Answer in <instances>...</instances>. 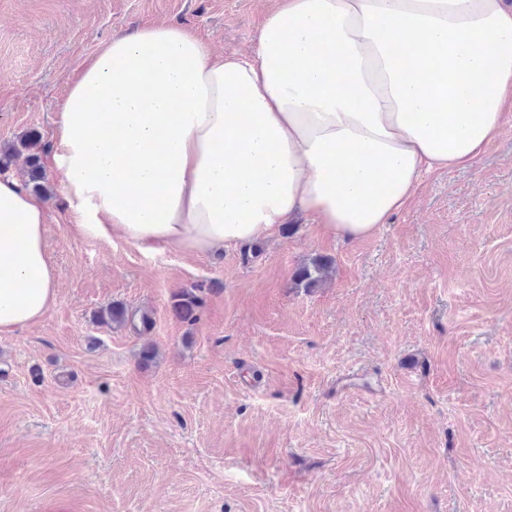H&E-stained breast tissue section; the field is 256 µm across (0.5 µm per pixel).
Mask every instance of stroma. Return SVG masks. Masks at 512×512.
<instances>
[{
    "label": "stroma",
    "mask_w": 512,
    "mask_h": 512,
    "mask_svg": "<svg viewBox=\"0 0 512 512\" xmlns=\"http://www.w3.org/2000/svg\"><path fill=\"white\" fill-rule=\"evenodd\" d=\"M276 4L0 0V146L51 143L112 37L165 21L248 54ZM46 184L57 296L0 335V512H512V114L352 242L298 217L238 249L146 253L79 232ZM316 256L326 279L297 286ZM197 286L189 324L171 298ZM115 302L150 334L102 323ZM329 268L328 260L322 256L311 259L298 267L294 274L296 285L302 288L311 289L317 287L325 278Z\"/></svg>",
    "instance_id": "35a3bbf8"
}]
</instances>
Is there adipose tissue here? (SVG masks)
<instances>
[{"label":"adipose tissue","instance_id":"obj_1","mask_svg":"<svg viewBox=\"0 0 512 512\" xmlns=\"http://www.w3.org/2000/svg\"><path fill=\"white\" fill-rule=\"evenodd\" d=\"M512 99L503 0H278L253 55L161 23L83 66L48 153L85 234L145 252L277 238L297 215L360 240L423 173L469 167ZM46 208L0 176V334L56 300Z\"/></svg>","mask_w":512,"mask_h":512}]
</instances>
